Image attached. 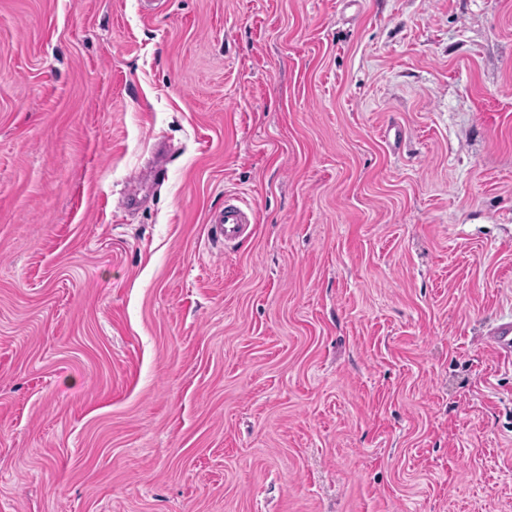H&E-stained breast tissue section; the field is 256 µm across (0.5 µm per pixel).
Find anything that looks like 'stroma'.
Segmentation results:
<instances>
[{
  "label": "stroma",
  "mask_w": 512,
  "mask_h": 512,
  "mask_svg": "<svg viewBox=\"0 0 512 512\" xmlns=\"http://www.w3.org/2000/svg\"><path fill=\"white\" fill-rule=\"evenodd\" d=\"M510 319L512 0H0V512H512ZM256 223L254 208L239 198H232L224 202V211L214 218L211 237L232 244L246 237Z\"/></svg>",
  "instance_id": "1"
}]
</instances>
